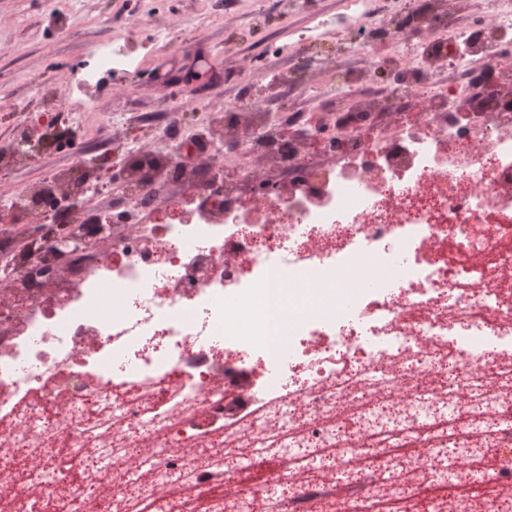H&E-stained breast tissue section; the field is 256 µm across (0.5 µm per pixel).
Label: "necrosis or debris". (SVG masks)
Here are the masks:
<instances>
[{
  "mask_svg": "<svg viewBox=\"0 0 512 512\" xmlns=\"http://www.w3.org/2000/svg\"><path fill=\"white\" fill-rule=\"evenodd\" d=\"M346 0L298 35L367 55L337 69L358 123L307 161L263 101L224 112L233 171L157 140L125 229L48 282L0 280V512H512V0ZM464 11L478 29L456 27ZM386 54H378L380 41ZM102 45L82 88L137 68ZM201 117L162 105L163 128ZM288 169L287 185L244 195ZM51 177L12 223H97Z\"/></svg>",
  "mask_w": 512,
  "mask_h": 512,
  "instance_id": "1",
  "label": "necrosis or debris"
}]
</instances>
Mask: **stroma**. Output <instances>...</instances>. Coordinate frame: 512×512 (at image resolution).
Returning <instances> with one entry per match:
<instances>
[{
  "instance_id": "35a3bbf8",
  "label": "stroma",
  "mask_w": 512,
  "mask_h": 512,
  "mask_svg": "<svg viewBox=\"0 0 512 512\" xmlns=\"http://www.w3.org/2000/svg\"><path fill=\"white\" fill-rule=\"evenodd\" d=\"M344 0H266L256 14L250 0H156L171 20L166 46L148 48L149 29L130 30L122 21L140 0H67L82 21L56 26L45 0H0V150L21 126L62 125L68 110L85 125L80 140L51 145L20 164L0 160V209L21 189L57 172L74 170L77 160L104 169L134 155L150 137L149 126L163 100H205L212 113L248 94L259 93L281 119L296 114L323 116L326 108L305 92H282L280 79L305 64L317 80L326 77L325 58L336 51L300 59L280 36L300 32L313 14L334 15ZM131 42L143 51L139 70L118 74L90 97L72 96L74 67L97 47ZM215 69L205 86L182 83L186 73Z\"/></svg>"
}]
</instances>
